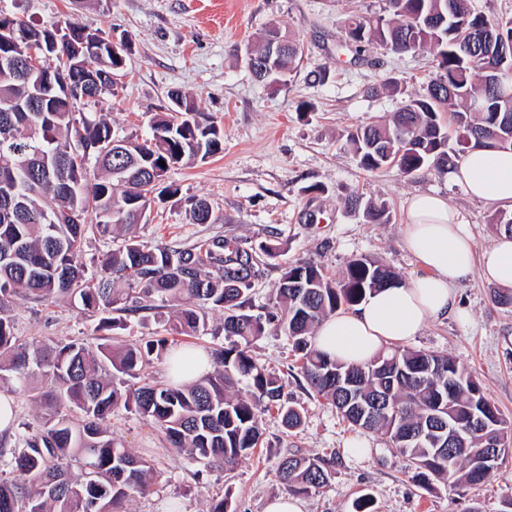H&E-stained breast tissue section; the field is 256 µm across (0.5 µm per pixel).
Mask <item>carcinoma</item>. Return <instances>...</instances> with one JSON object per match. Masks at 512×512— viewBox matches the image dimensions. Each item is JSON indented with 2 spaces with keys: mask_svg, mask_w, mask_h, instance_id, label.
<instances>
[{
  "mask_svg": "<svg viewBox=\"0 0 512 512\" xmlns=\"http://www.w3.org/2000/svg\"><path fill=\"white\" fill-rule=\"evenodd\" d=\"M8 53L22 57L37 39L62 33L76 81L105 76L81 105L40 98L38 78L12 76L0 68V309L17 300L67 296L102 314V343L92 349L75 340L23 342L14 323L0 312V383L29 392L40 376L55 388L53 406L34 432L16 435V448H0V512H126L134 493H145L155 468L112 436L105 422L118 405L149 417L164 431L171 450L209 467L234 468L262 444L261 413L276 409L285 428L304 423V409L284 399V385L251 354L250 346L274 322L299 355L301 374L315 395L336 408L351 427L385 436L408 458L412 478L479 488L493 466L481 461L484 434L477 431L439 451L433 429L482 419L489 431L512 444V422L485 393L480 379L451 355L392 348L363 364L337 362L312 346L310 335L325 318L361 303L367 294L398 280L390 267L366 258L348 261L336 279L304 262L286 268L276 292V311L252 313L259 258L279 253L229 247L214 238L188 248L151 246L133 235L137 212L152 207L170 167L159 161H203L222 149L224 132L178 91L171 107L153 117L150 133L130 139L125 153L112 154L116 132L110 123L80 107L114 95L109 40L92 51L82 47L84 27L66 22L35 28L0 15ZM286 39L271 26L248 51L258 56L269 40ZM512 41V17H490L471 0H384L379 13L349 16L341 45L361 52L378 47L395 54L433 53L436 76L419 94L379 122L351 130L347 144L368 172L392 164L402 173L448 170L452 159L474 146L512 149V56L498 42ZM300 48L290 40L282 73L254 72L259 80L284 84L299 64ZM454 126L457 148L449 146ZM189 220L206 224L208 203H190ZM117 234L121 244L89 262L88 233ZM173 309L166 335L140 345L116 346L111 331L128 315ZM224 314L225 346L210 350L215 370L192 384L147 380L143 367L167 353L168 336H197L208 314ZM244 383L245 393L234 391ZM387 404L366 421L360 406ZM80 414V422L74 414ZM420 429L418 440L410 434ZM23 479L8 482L3 473ZM290 494L329 486L332 469L319 457L291 454L278 468Z\"/></svg>",
  "mask_w": 512,
  "mask_h": 512,
  "instance_id": "cac0c4a2",
  "label": "carcinoma"
}]
</instances>
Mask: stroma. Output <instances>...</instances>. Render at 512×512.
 Returning <instances> with one entry per match:
<instances>
[{
  "label": "stroma",
  "instance_id": "35a3bbf8",
  "mask_svg": "<svg viewBox=\"0 0 512 512\" xmlns=\"http://www.w3.org/2000/svg\"><path fill=\"white\" fill-rule=\"evenodd\" d=\"M381 0H0V10L39 28L71 21L124 41L129 52L115 94L96 105L113 129L145 137L154 113L164 111L167 93L194 100L224 129L222 152L168 172L176 196L153 204L136 234L151 245L188 247L213 237L254 247L279 243L276 259L265 260L255 279V307L272 308L281 276L298 262L330 274L348 260L366 257L412 276L416 259L403 243L407 202L416 193L445 196L470 224L477 250L498 232L490 218L501 206L469 199L447 174L410 175L391 165L364 171L346 144L356 126L390 116L400 97L384 90L393 79L405 93L421 92L436 69L430 52L393 54L372 49L357 55L337 51L346 18L379 11ZM292 35L302 52L288 85L256 80L246 47L269 25ZM385 204L386 224L370 223L350 197ZM207 199L212 221L192 224V200ZM493 283L482 273L459 290L468 320L430 322L408 347L449 354L475 374L488 397L512 420V308L491 300ZM26 339L70 338L96 344L98 314L82 312L65 298L15 301L6 308ZM252 352L284 383L289 401L305 410L304 425L285 430L276 413L261 416L264 445L233 470L209 468L171 453L165 435L149 419L116 408L108 427L132 454L154 464L158 475L127 512H206L211 499L230 494L233 512H265L282 494L277 469L290 453L331 459V486L301 495L303 512H354L363 494L373 512H500L512 496V454L480 490L423 486L411 478L408 461L380 434L351 428L334 407L310 395L287 336L268 324ZM366 456L350 455L353 445Z\"/></svg>",
  "mask_w": 512,
  "mask_h": 512
}]
</instances>
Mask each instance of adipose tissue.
<instances>
[{"mask_svg":"<svg viewBox=\"0 0 512 512\" xmlns=\"http://www.w3.org/2000/svg\"><path fill=\"white\" fill-rule=\"evenodd\" d=\"M450 177L472 199L512 207V150L472 148ZM404 245L418 260L420 273L325 319L315 332L316 349L340 362L363 363L384 347L417 336L429 322L460 316L458 288L478 269L498 286L512 288V236L500 235L477 252L468 224L445 197L410 198Z\"/></svg>","mask_w":512,"mask_h":512,"instance_id":"ef3b65f1","label":"adipose tissue"}]
</instances>
